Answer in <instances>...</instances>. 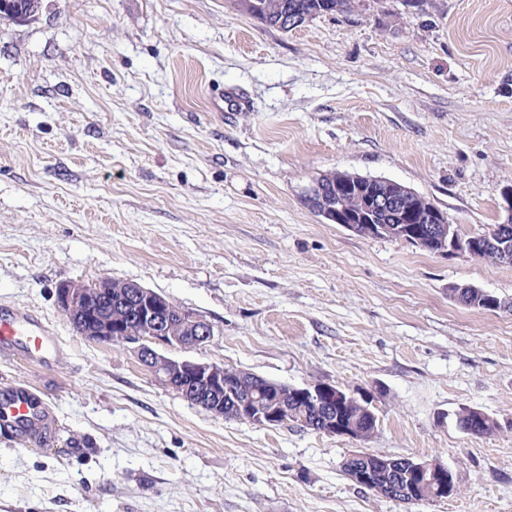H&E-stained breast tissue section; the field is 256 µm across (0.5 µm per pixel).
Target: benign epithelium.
I'll return each instance as SVG.
<instances>
[{"label":"benign epithelium","mask_w":512,"mask_h":512,"mask_svg":"<svg viewBox=\"0 0 512 512\" xmlns=\"http://www.w3.org/2000/svg\"><path fill=\"white\" fill-rule=\"evenodd\" d=\"M354 191L363 199L361 212L351 214L337 206L325 203V196L341 197ZM305 197L324 203L318 214L327 224H338L352 232L382 237L399 234L402 240L421 248L445 253L471 254L468 240L448 215L395 181L377 177L322 174L308 188ZM505 218L499 223L500 238L488 241L498 247L507 261L512 253L499 243L512 237V186L502 191ZM386 220L379 224L377 220ZM110 280L102 278L94 283L66 281L55 289L57 310L74 324L75 332L83 339L102 345H112L118 337L122 346L132 350L138 360L164 387L180 394L216 418L230 415L231 419L258 427H275L288 422L284 415L280 390L282 385L222 363L202 361L187 356L211 341L210 323L184 310H173L172 301L163 294L130 284V290L117 300L127 309V318L117 321L112 315L98 311V300L112 297L107 289ZM455 300L467 308L501 311L508 308L493 292L472 286L453 291ZM180 354L173 355L171 351ZM349 390L340 385L315 384L293 386L291 395L302 397L316 406L323 415L320 431L328 436L363 441L365 432L350 423L336 426V400L344 398ZM348 478L386 497L418 500L421 494H445L448 465L424 458H395L373 452H357L345 461Z\"/></svg>","instance_id":"1"}]
</instances>
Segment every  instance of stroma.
I'll return each instance as SVG.
<instances>
[{"label": "stroma", "instance_id": "35a3bbf8", "mask_svg": "<svg viewBox=\"0 0 512 512\" xmlns=\"http://www.w3.org/2000/svg\"><path fill=\"white\" fill-rule=\"evenodd\" d=\"M232 87L244 111H217ZM399 182L462 234L500 223L512 184V0H363L282 31L228 0H43L0 20V313L54 334L48 363L0 361L56 431L0 433V512H512V267L326 224L312 180ZM108 277L209 322L194 350L293 385L375 397L366 442L212 417L128 349L76 335L64 281ZM367 449L439 459L459 493L405 505L355 485ZM453 296L460 305L473 310L482 308L486 309L485 311H502L509 308L496 297L495 293L472 286L457 288L453 291ZM467 409L468 407L461 408L456 414V419L459 427L462 430L471 431L474 428L475 434H472L473 436L482 437L494 432H498L503 428H509L512 430V421L509 425L506 422L503 424L490 414L487 420L480 419L476 421L474 418H481L482 416L486 415V412L479 408L469 407L468 410L471 413V416L474 417L471 419L467 413Z\"/></svg>", "mask_w": 512, "mask_h": 512}]
</instances>
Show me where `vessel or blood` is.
<instances>
[{
	"label": "vessel or blood",
	"mask_w": 512,
	"mask_h": 512,
	"mask_svg": "<svg viewBox=\"0 0 512 512\" xmlns=\"http://www.w3.org/2000/svg\"><path fill=\"white\" fill-rule=\"evenodd\" d=\"M52 342L50 332L31 312L16 309L0 314L1 358L22 353L44 360ZM0 427L14 435L18 442L42 443L50 439L55 421L26 384L4 380L0 382Z\"/></svg>",
	"instance_id": "1"
}]
</instances>
